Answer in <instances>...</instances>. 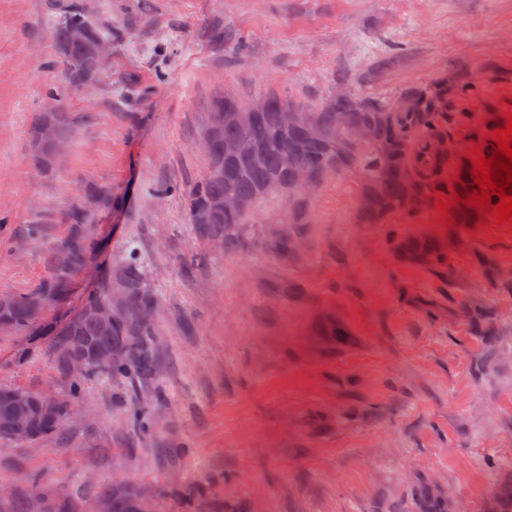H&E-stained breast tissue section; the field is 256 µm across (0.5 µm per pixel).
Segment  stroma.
Instances as JSON below:
<instances>
[{
    "label": "stroma",
    "instance_id": "stroma-1",
    "mask_svg": "<svg viewBox=\"0 0 512 512\" xmlns=\"http://www.w3.org/2000/svg\"><path fill=\"white\" fill-rule=\"evenodd\" d=\"M65 3L107 13L112 43L96 86L64 91L72 132L46 173L28 134L64 84ZM440 82L462 150L503 127L512 0H0V294L46 278L89 187L120 200L95 214L103 251L66 301L0 331V385L67 393L49 328L131 248L157 303L151 378L89 382L64 437L0 442V512L116 480L144 486L155 512H179L176 491L193 487L207 512H420L426 497L483 512L512 481V286L490 277L512 269V228L451 224L430 203L362 224L347 180L314 193L289 252L271 249L270 224L249 225L242 249L213 247L186 213L214 95L317 106L340 88L393 99ZM406 238L433 241L444 264L401 259L391 245Z\"/></svg>",
    "mask_w": 512,
    "mask_h": 512
}]
</instances>
